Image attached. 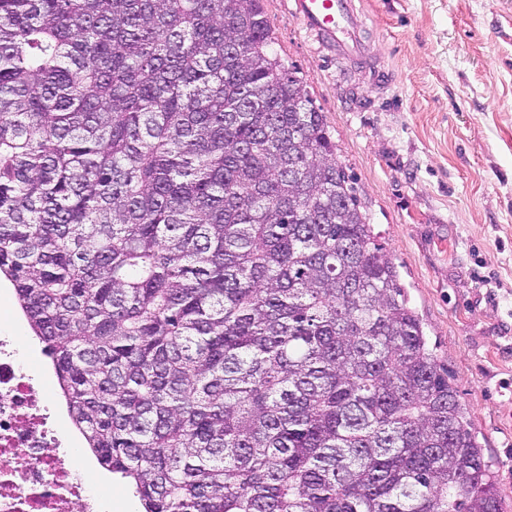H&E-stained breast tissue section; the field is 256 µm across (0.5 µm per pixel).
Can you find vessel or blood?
I'll list each match as a JSON object with an SVG mask.
<instances>
[{"label": "vessel or blood", "instance_id": "vessel-or-blood-1", "mask_svg": "<svg viewBox=\"0 0 512 512\" xmlns=\"http://www.w3.org/2000/svg\"><path fill=\"white\" fill-rule=\"evenodd\" d=\"M303 28L332 51L337 61L364 67L375 87L392 84L389 70L364 36V21L356 0H291Z\"/></svg>", "mask_w": 512, "mask_h": 512}]
</instances>
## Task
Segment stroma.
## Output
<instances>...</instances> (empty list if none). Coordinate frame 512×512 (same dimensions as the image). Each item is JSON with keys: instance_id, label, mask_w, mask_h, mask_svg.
I'll return each instance as SVG.
<instances>
[{"instance_id": "1", "label": "stroma", "mask_w": 512, "mask_h": 512, "mask_svg": "<svg viewBox=\"0 0 512 512\" xmlns=\"http://www.w3.org/2000/svg\"><path fill=\"white\" fill-rule=\"evenodd\" d=\"M263 7L512 512V0H362L386 93Z\"/></svg>"}]
</instances>
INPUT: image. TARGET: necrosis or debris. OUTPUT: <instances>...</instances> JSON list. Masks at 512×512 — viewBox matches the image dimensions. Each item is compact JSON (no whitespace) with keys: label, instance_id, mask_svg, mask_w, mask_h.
I'll return each mask as SVG.
<instances>
[{"label":"necrosis or debris","instance_id":"1","mask_svg":"<svg viewBox=\"0 0 512 512\" xmlns=\"http://www.w3.org/2000/svg\"><path fill=\"white\" fill-rule=\"evenodd\" d=\"M44 386L10 318L0 317V512H108Z\"/></svg>","mask_w":512,"mask_h":512}]
</instances>
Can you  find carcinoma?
<instances>
[{"label": "carcinoma", "mask_w": 512, "mask_h": 512, "mask_svg": "<svg viewBox=\"0 0 512 512\" xmlns=\"http://www.w3.org/2000/svg\"><path fill=\"white\" fill-rule=\"evenodd\" d=\"M262 0H0V277L145 512H503Z\"/></svg>", "instance_id": "cac0c4a2"}]
</instances>
